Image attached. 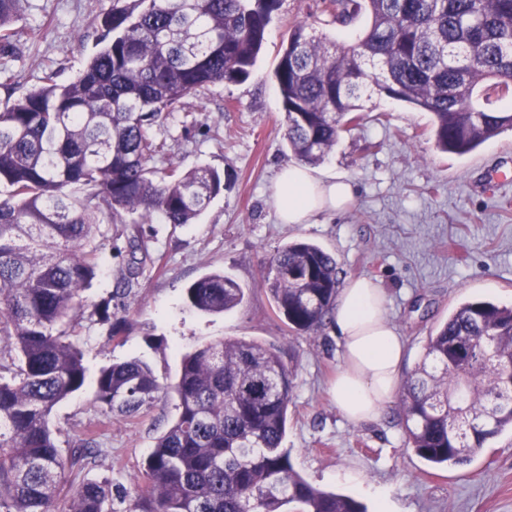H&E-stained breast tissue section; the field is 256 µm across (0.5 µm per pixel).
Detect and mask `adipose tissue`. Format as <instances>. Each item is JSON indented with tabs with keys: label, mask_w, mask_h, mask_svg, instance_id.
<instances>
[{
	"label": "adipose tissue",
	"mask_w": 512,
	"mask_h": 512,
	"mask_svg": "<svg viewBox=\"0 0 512 512\" xmlns=\"http://www.w3.org/2000/svg\"><path fill=\"white\" fill-rule=\"evenodd\" d=\"M354 197L350 181L318 179L301 164L284 166L275 184L283 224H306L322 213L343 212ZM334 323L341 349V366L332 384L336 408L350 423L375 421L394 397L406 342L387 317L382 289L366 279L338 291Z\"/></svg>",
	"instance_id": "ef3b65f1"
}]
</instances>
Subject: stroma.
<instances>
[{"mask_svg":"<svg viewBox=\"0 0 512 512\" xmlns=\"http://www.w3.org/2000/svg\"><path fill=\"white\" fill-rule=\"evenodd\" d=\"M108 6L109 0H26L19 37L0 50V109L38 87L46 71L58 82L73 80L97 49L94 19ZM298 21L339 40L366 23L362 17L348 26L333 23L319 0H282L250 78L191 93L175 121L156 129L172 162L219 170L224 189L197 223L146 225L155 263L128 302L126 335L109 337L95 313L121 259L85 291L78 338L85 364L94 374L137 358L170 384L181 353L201 342L243 338L275 346L295 373L283 445L309 482L355 498L367 512H378L383 500L391 512H512V430L457 468L431 465L415 453L398 402L377 421L349 423L331 393L341 363L333 323L317 335L291 330L261 285L277 249L297 239L317 243L335 256L342 280L366 278L382 289L387 316L407 341L402 372L410 374L430 333L458 305H512V182L492 195L475 189L496 172L512 171V133L463 156L445 153L430 136L429 114L373 97L362 125L313 168L318 177L351 181L353 205L307 224L279 223L275 179L293 158L283 139L274 71ZM214 271L244 288V303L221 314L187 310L185 287ZM94 395V384L86 383L55 407L50 425L65 455L85 426L98 425L97 445L79 479H105L113 491H133L143 459L177 415L176 399L160 398L147 415L122 420L106 416Z\"/></svg>","mask_w":512,"mask_h":512,"instance_id":"stroma-1","label":"stroma"}]
</instances>
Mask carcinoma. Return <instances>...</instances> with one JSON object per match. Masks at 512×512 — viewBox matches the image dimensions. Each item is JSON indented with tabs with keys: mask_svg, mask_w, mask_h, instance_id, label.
Instances as JSON below:
<instances>
[{
	"mask_svg": "<svg viewBox=\"0 0 512 512\" xmlns=\"http://www.w3.org/2000/svg\"><path fill=\"white\" fill-rule=\"evenodd\" d=\"M25 0H0V47L17 35ZM282 0H110L96 16L102 47L67 84L40 87L0 112V512H60V486L88 447L60 452L50 416L80 391L88 369L74 337L82 293L107 256L126 255L97 306L108 337L127 330L116 308L136 296L153 263L143 225L194 224L224 188L216 169L164 159L154 129L210 85L246 80ZM341 25H366L339 43L301 21L274 71L299 162L315 166L385 96L431 115L438 148L466 154L512 131V0H321ZM131 227L105 252L102 224ZM340 269L307 240L270 258L262 279L289 328L317 333L336 307ZM245 291L224 273L185 288L207 314L239 306ZM115 312H110V308ZM468 375L459 404L448 393ZM293 373L279 351L219 339L182 355L173 385L138 359L95 378L108 415L147 414L159 396L177 417L141 467L125 512H366L294 469L282 447ZM400 406L409 444L425 461L464 466L512 429V307L468 301L430 334ZM66 512H112L107 481L70 484Z\"/></svg>",
	"mask_w": 512,
	"mask_h": 512,
	"instance_id": "carcinoma-1",
	"label": "carcinoma"
}]
</instances>
